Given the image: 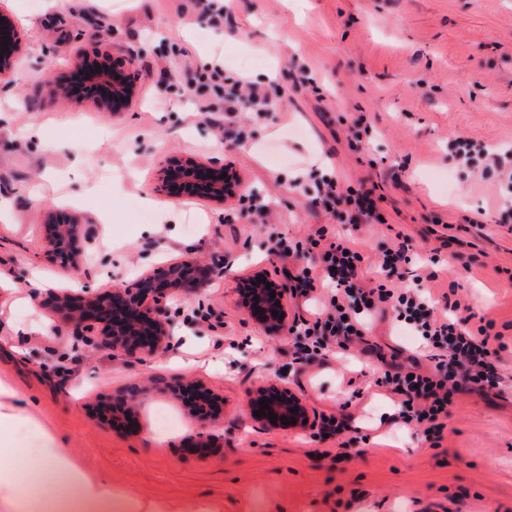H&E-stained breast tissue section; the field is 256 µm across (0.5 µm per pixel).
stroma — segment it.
I'll list each match as a JSON object with an SVG mask.
<instances>
[{
    "mask_svg": "<svg viewBox=\"0 0 512 512\" xmlns=\"http://www.w3.org/2000/svg\"><path fill=\"white\" fill-rule=\"evenodd\" d=\"M6 5L24 54L14 79L0 82V203L10 210L0 219V378L37 401L63 447L141 498H199L219 512H512V224L497 221L512 189L448 159L458 137L512 149V0H232L213 31L201 0ZM98 42L140 70L136 98L117 114L48 95L75 53ZM218 53L234 74L283 89L264 121L236 112L242 142L194 117L196 98L210 88L190 92L175 80ZM304 68L315 84H298ZM360 116L372 134L356 153L347 136ZM164 156L232 163L238 195L218 205L154 193ZM314 164L376 189L391 227L340 224L313 206L294 183ZM252 193L267 209L246 219L239 198ZM67 197L75 214L99 224L97 248L72 279L42 245L47 211ZM104 213L110 223H99ZM463 215L470 223H460ZM448 216L458 220L451 246L434 231L435 218ZM269 224L294 242L324 225L368 254L404 234L419 260L438 256L447 267L428 285L433 296L454 290L470 327L487 320L504 336L499 387L459 395L435 446L389 425L397 405L374 384L383 365L428 364L414 340L392 333L390 316L376 317L368 337L384 361L355 347L294 362L288 333L268 335L239 304L237 289L254 271L294 285L298 263L270 251ZM187 253L225 259L224 275L196 299L173 303L170 348L138 364L75 349L46 292L23 300L34 281L106 292ZM151 377L198 382L223 399L224 412L203 429L156 394L140 406L135 434L91 412L96 398ZM275 381L303 399L312 421L350 415L353 446L327 448L309 429L256 427L250 393ZM161 405L182 421L165 436L153 422ZM202 430L223 447L191 449Z\"/></svg>",
    "mask_w": 512,
    "mask_h": 512,
    "instance_id": "1",
    "label": "stroma"
}]
</instances>
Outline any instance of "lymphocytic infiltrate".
I'll return each instance as SVG.
<instances>
[{"instance_id": "obj_1", "label": "lymphocytic infiltrate", "mask_w": 512, "mask_h": 512, "mask_svg": "<svg viewBox=\"0 0 512 512\" xmlns=\"http://www.w3.org/2000/svg\"><path fill=\"white\" fill-rule=\"evenodd\" d=\"M182 80L190 87L207 82L215 87V98L196 101L201 116L241 107L259 121L276 107L266 88L228 75L220 56L205 71L184 72ZM448 156L477 169L498 171L512 185L511 153L478 150L459 137L451 143ZM310 190L312 204L331 209L338 223L380 221L382 211L371 190L344 184L336 174L314 177ZM266 233L274 253L301 263L296 281L308 313L289 329L301 360L311 361L334 347L347 352L353 342L363 341L375 314L389 310L394 313L393 327L411 329L418 336L429 368L388 370L380 380L398 399L393 424L443 439L454 396L495 383L493 360L505 348L501 333L488 324L469 329L465 318L449 317L447 310L439 309L428 290L396 288V280L412 262L409 242L383 249L371 261L353 238L333 234L324 226L303 243L283 237L274 224L267 225Z\"/></svg>"}]
</instances>
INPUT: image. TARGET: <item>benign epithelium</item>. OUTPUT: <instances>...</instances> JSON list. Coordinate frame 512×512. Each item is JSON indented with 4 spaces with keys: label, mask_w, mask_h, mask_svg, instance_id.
Segmentation results:
<instances>
[{
    "label": "benign epithelium",
    "mask_w": 512,
    "mask_h": 512,
    "mask_svg": "<svg viewBox=\"0 0 512 512\" xmlns=\"http://www.w3.org/2000/svg\"><path fill=\"white\" fill-rule=\"evenodd\" d=\"M8 40V50L0 55V81L11 79L17 71L21 56L22 37L0 0V42ZM71 68L81 74L91 92L80 100L102 112H121L133 101L138 84L134 59L112 61L109 54L98 48L82 50L73 57ZM225 178H220V175ZM241 181L229 163L221 166L193 159L163 157L156 173L155 190L167 193L171 189L183 195L201 196L219 204L234 195ZM97 227L87 219L58 210L46 215L44 248L47 256L60 260L73 269L80 267L79 258L95 244ZM224 275V262L202 264L191 254L183 255L154 266L131 282H121L112 291L101 293L86 287L71 295H52L56 308L63 316L68 333L74 337L76 347L94 348L121 353L140 360L149 359L168 347L173 322L168 302L173 297L191 298L200 293L217 277ZM262 282H257V279ZM271 288H266V284ZM240 305L244 313L260 324L270 335H278L288 327V309L284 288L268 278L264 272H255L239 290ZM278 312L273 316L272 312ZM160 391L182 400V395L194 391L199 399L192 409L195 420L204 425L211 421L218 406L216 397L206 388L184 378L165 383ZM268 400L269 408L261 417L252 420L265 428L282 426L284 420H295L293 427L307 429L312 426L308 407L288 387L267 383L258 387L251 396V410L261 408L259 401ZM101 418L116 429L132 431L136 420L132 416L131 398L116 395L98 401ZM276 419H270V414Z\"/></svg>",
    "instance_id": "obj_1"
}]
</instances>
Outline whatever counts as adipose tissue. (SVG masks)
<instances>
[{"label":"adipose tissue","instance_id":"obj_1","mask_svg":"<svg viewBox=\"0 0 512 512\" xmlns=\"http://www.w3.org/2000/svg\"><path fill=\"white\" fill-rule=\"evenodd\" d=\"M29 423L40 433L33 457L34 481L22 479L0 448V512H170L167 502L143 501L92 472L83 459L63 448L51 426L37 419L36 406L13 384L0 380V426Z\"/></svg>","mask_w":512,"mask_h":512}]
</instances>
